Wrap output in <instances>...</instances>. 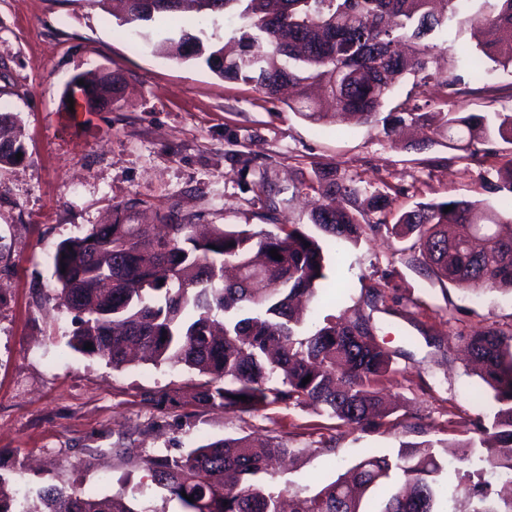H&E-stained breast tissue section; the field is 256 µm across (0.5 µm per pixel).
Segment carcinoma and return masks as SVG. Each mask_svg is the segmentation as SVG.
Listing matches in <instances>:
<instances>
[{
    "label": "carcinoma",
    "instance_id": "1",
    "mask_svg": "<svg viewBox=\"0 0 512 512\" xmlns=\"http://www.w3.org/2000/svg\"><path fill=\"white\" fill-rule=\"evenodd\" d=\"M118 2L125 24L172 17L188 6L204 15L242 7L236 49L206 47L184 35L172 57L199 59L216 76L249 84L267 98L292 86L299 100L289 108L309 121L323 120L328 105L365 124L380 121L386 131L406 122L427 125L448 132L450 163L497 156L499 141L512 145V113L490 119L422 112L418 103L433 90L446 101L462 94L453 67L444 70L437 59L438 40L454 21L483 34L473 60L478 80L490 74L486 58L512 69V0H497L495 11L478 15L464 14L465 0H445L440 13L431 8L433 0ZM405 76L413 78L412 89L378 118L394 82ZM0 129L8 132L0 139V164H13L24 152L21 132L8 113H0ZM315 177L325 199L311 215L319 237L295 224L276 234L214 225L199 235L172 209L157 213L169 228L160 237L144 224L127 223L128 211L141 205L130 199L113 208L112 223L61 243L53 256L57 300L79 320L68 347L115 369L129 362L133 348L157 364L193 369L205 377L193 395L201 407L256 412L274 404L307 406L354 430L384 425L390 412L381 382L393 353L375 340L370 317L329 315L306 330L303 312L294 308L296 299L310 300L327 280V242H356L367 229L383 230L400 242L412 240L402 251L439 280L475 293L512 292V234L500 228L512 223V209L485 212L465 199L420 202L391 225L384 219L366 224L364 210H384L381 195L371 194L362 209L359 191L338 181L335 167H320ZM446 206L452 210L443 211ZM272 249L282 259L272 258ZM467 348L497 405L489 427L496 445L464 451L455 480L446 485L429 444L409 445L394 458L370 456L353 467L351 479L339 477L311 496L294 495L290 512H512V336L478 331ZM474 425L489 429L480 419ZM287 451L276 436H245L180 456H153L146 470L182 512H281L283 491L257 475ZM488 471L497 474L498 488L482 480ZM26 512L152 510L130 503L123 492L100 496L48 485Z\"/></svg>",
    "mask_w": 512,
    "mask_h": 512
}]
</instances>
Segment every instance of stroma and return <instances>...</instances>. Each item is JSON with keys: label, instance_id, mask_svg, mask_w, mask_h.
Listing matches in <instances>:
<instances>
[{"label": "stroma", "instance_id": "stroma-1", "mask_svg": "<svg viewBox=\"0 0 512 512\" xmlns=\"http://www.w3.org/2000/svg\"><path fill=\"white\" fill-rule=\"evenodd\" d=\"M112 0H0V110L14 113L23 158L0 165V480L16 512L38 490L63 485L111 495L135 494L151 512H181L151 483L143 460L179 456L224 438L276 436L295 454L259 474L261 483L302 496L316 493L358 461L395 456L406 444H432L443 462L478 442L472 422L491 421V389L466 356L463 339L480 330L512 333V294L473 295L427 276L381 235L344 243L329 279L341 296L318 291L307 319L354 317L374 288L383 293L370 317L373 334L393 351L383 393L400 426L371 431L338 426L309 407L253 413L199 408L196 372L139 362L121 369L70 350L73 315L58 305L52 257L66 239L112 221V208L136 198L134 224L175 208L196 224L279 232L298 224L315 233L311 210L317 164L330 163L361 194L386 199L387 222L420 201L468 199L504 210L495 190L498 159L448 163V136L348 120L315 123L251 85L218 78L198 60L159 53L180 32L203 43L235 35L237 16L183 15L177 27L155 21L119 25ZM476 39L455 25L439 53L471 81ZM118 72L126 86L112 108L71 120L75 79ZM458 112H511L512 73L499 70L491 89L458 97ZM250 157L241 168L240 156ZM176 393L178 408L146 401ZM335 437L326 452L322 439ZM131 449L128 458L114 456Z\"/></svg>", "mask_w": 512, "mask_h": 512}]
</instances>
